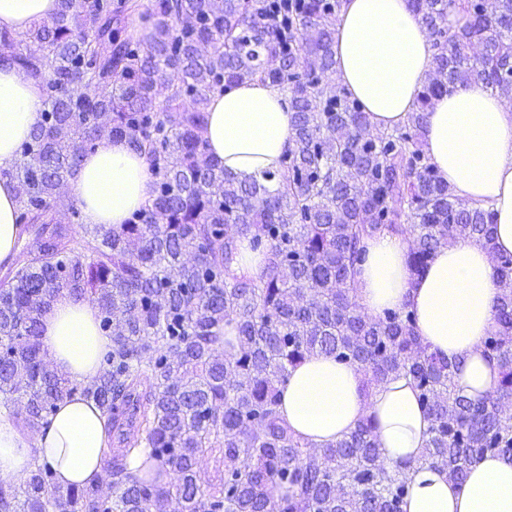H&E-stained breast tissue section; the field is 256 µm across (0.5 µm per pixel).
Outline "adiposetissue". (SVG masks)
I'll return each instance as SVG.
<instances>
[{"label": "adipose tissue", "instance_id": "adipose-tissue-1", "mask_svg": "<svg viewBox=\"0 0 512 512\" xmlns=\"http://www.w3.org/2000/svg\"><path fill=\"white\" fill-rule=\"evenodd\" d=\"M58 0H0V28L26 31L52 18ZM335 70L340 83L365 106L374 128H390L412 109L430 67L432 50L419 14L407 0H343L336 25ZM45 107L41 83L11 61L0 62V167L11 166ZM293 129V113L276 89L245 83L211 97L205 137L212 155L238 180L277 168ZM426 151L459 197L492 205L494 244L512 253V113L481 83L438 98L426 113ZM145 158L127 141L102 140L84 158L72 193L86 223H123L152 195ZM369 260L358 275L357 300L370 315L408 308L431 350L458 362L456 381L480 398L498 370L484 358L482 341L495 330L497 288L485 248L471 238L440 249L422 275L407 264L404 238L380 235L367 243ZM88 302L60 291L42 320V349L71 378L91 381L112 344ZM363 376L350 365L315 354L292 370L281 413L296 433L322 446L373 417L388 467L408 473L405 512H512V463L486 457L473 463L463 485L421 462L428 421L406 380L387 382L364 396ZM109 451L106 419L91 403H59L49 427L31 434L0 412V478L24 479L49 466L64 486L101 472Z\"/></svg>", "mask_w": 512, "mask_h": 512}]
</instances>
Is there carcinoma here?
<instances>
[{"mask_svg": "<svg viewBox=\"0 0 512 512\" xmlns=\"http://www.w3.org/2000/svg\"><path fill=\"white\" fill-rule=\"evenodd\" d=\"M407 2L432 63L412 111L376 137L328 80L342 0H61L48 21L0 30L52 108L0 169L20 248L0 263V408L38 431L78 395L116 442L85 486L40 465L0 484V512H403L408 474L385 464L372 418L318 447L281 415L290 370L315 353L357 367L368 397L405 378L429 420L421 461L448 480L488 454L512 461V254L493 245V210L457 196L421 146L444 94L480 81L512 101V0ZM251 81L284 94L294 132L278 168L237 181L209 151L207 109ZM105 137L145 156L155 189L125 223L91 227L54 199ZM383 233L408 235L417 276L458 237L488 250L497 329L483 355L499 378L486 396L464 394L411 311H362L356 276ZM243 239L265 259L257 280L232 269ZM62 288L112 337L89 383L44 361L39 326Z\"/></svg>", "mask_w": 512, "mask_h": 512, "instance_id": "1", "label": "carcinoma"}]
</instances>
